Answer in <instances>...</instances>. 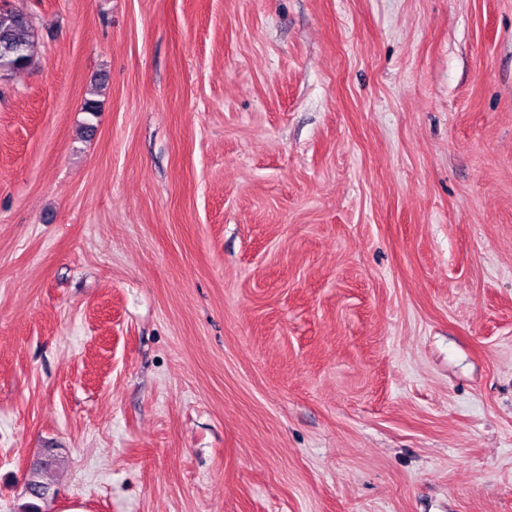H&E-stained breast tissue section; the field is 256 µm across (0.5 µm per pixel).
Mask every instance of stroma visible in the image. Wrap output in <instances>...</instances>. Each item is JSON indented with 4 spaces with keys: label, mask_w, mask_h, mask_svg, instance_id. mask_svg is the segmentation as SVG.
<instances>
[{
    "label": "stroma",
    "mask_w": 512,
    "mask_h": 512,
    "mask_svg": "<svg viewBox=\"0 0 512 512\" xmlns=\"http://www.w3.org/2000/svg\"><path fill=\"white\" fill-rule=\"evenodd\" d=\"M7 2L0 512H512V0ZM38 42L30 18L23 12L0 6V74L26 67L37 52ZM56 464V459L48 458L41 461L32 468L28 477L26 478V486L30 488L27 494L29 501L23 503L19 507V512H41L42 506L40 503H45L51 493V485L44 480V476ZM36 500V501H35Z\"/></svg>",
    "instance_id": "1"
}]
</instances>
